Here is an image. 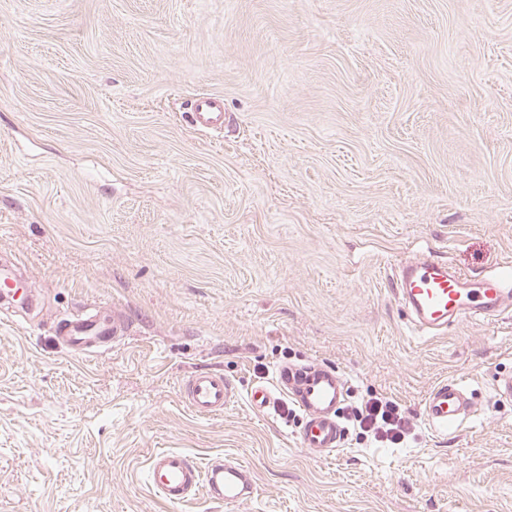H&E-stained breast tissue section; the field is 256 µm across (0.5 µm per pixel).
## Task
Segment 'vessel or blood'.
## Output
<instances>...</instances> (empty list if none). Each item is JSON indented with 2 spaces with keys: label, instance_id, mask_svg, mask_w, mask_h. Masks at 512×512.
<instances>
[{
  "label": "vessel or blood",
  "instance_id": "obj_1",
  "mask_svg": "<svg viewBox=\"0 0 512 512\" xmlns=\"http://www.w3.org/2000/svg\"><path fill=\"white\" fill-rule=\"evenodd\" d=\"M193 121L205 129L223 130V99L198 95ZM395 290L411 327L425 333L463 321H485L512 307V292L498 279L462 274L431 258L399 265ZM57 333L77 352L90 351L112 338L110 328L92 316L60 324ZM180 395L196 415L214 416L236 402L238 389L223 374L199 371L182 383ZM247 397L251 407L260 411L283 399L291 403L301 419L298 443L313 457L331 458L342 449L347 430L340 410L348 398V382L333 367L316 360L282 364L273 385L255 384ZM475 413L466 386L456 380L435 385L422 403L425 421L438 432L458 428ZM148 469L153 489L171 506L198 494L228 506L250 502L258 495L252 470L232 456L202 465L189 454L160 450L151 457Z\"/></svg>",
  "mask_w": 512,
  "mask_h": 512
}]
</instances>
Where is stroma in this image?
<instances>
[{"label": "stroma", "mask_w": 512, "mask_h": 512, "mask_svg": "<svg viewBox=\"0 0 512 512\" xmlns=\"http://www.w3.org/2000/svg\"><path fill=\"white\" fill-rule=\"evenodd\" d=\"M416 254L512 289V0H0V259L35 295L0 301V512H512V309L412 335L391 266ZM91 310L124 345L61 343ZM311 359L405 441L322 460L296 412L179 397ZM452 378L477 413L439 434ZM161 449L235 455L259 495L170 506ZM193 121L199 127L222 131L224 129V100L209 94H199L194 104ZM237 385L223 374L198 371L181 384L180 395L196 415H222L238 398ZM476 413L464 384L445 380L435 385L422 403V414L434 431L447 432L462 425Z\"/></svg>", "instance_id": "35a3bbf8"}]
</instances>
